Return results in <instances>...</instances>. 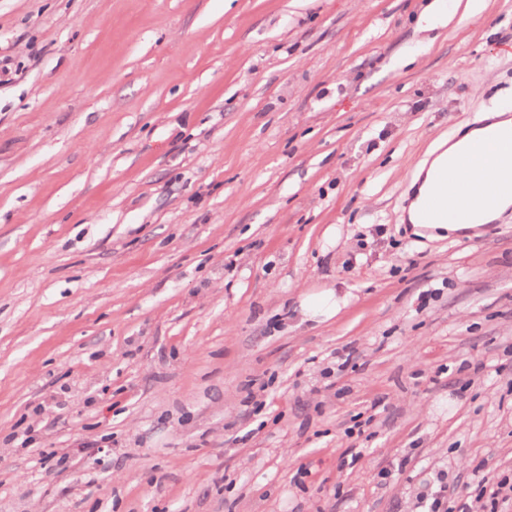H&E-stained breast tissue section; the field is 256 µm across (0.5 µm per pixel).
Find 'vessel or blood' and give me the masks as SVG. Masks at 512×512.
Listing matches in <instances>:
<instances>
[{"instance_id":"vessel-or-blood-1","label":"vessel or blood","mask_w":512,"mask_h":512,"mask_svg":"<svg viewBox=\"0 0 512 512\" xmlns=\"http://www.w3.org/2000/svg\"><path fill=\"white\" fill-rule=\"evenodd\" d=\"M504 157H512V130L493 131L487 141L439 167L437 188L421 203L422 223H465L477 210L492 208L499 197L512 196V167L501 166Z\"/></svg>"}]
</instances>
